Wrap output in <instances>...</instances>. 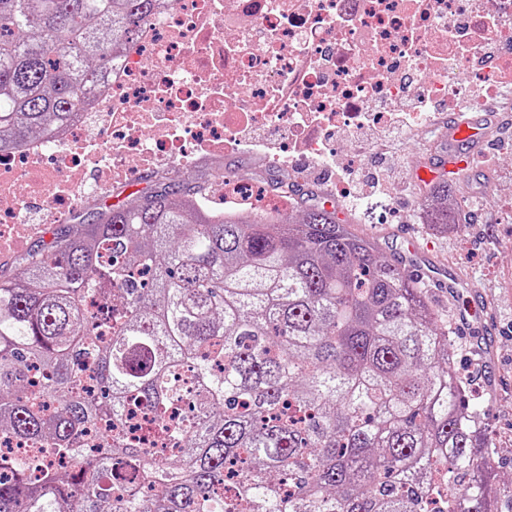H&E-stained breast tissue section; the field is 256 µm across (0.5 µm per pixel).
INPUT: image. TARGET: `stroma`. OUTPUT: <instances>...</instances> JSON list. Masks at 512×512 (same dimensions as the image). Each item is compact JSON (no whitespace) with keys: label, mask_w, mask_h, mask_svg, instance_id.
<instances>
[{"label":"stroma","mask_w":512,"mask_h":512,"mask_svg":"<svg viewBox=\"0 0 512 512\" xmlns=\"http://www.w3.org/2000/svg\"><path fill=\"white\" fill-rule=\"evenodd\" d=\"M447 150L448 142L436 128L430 135L409 138L406 181L416 182L419 168L438 162ZM231 173L295 182L314 192L318 201L335 204L357 234L378 242L384 256H404V237L410 234L418 239L425 261H437L439 271L423 280L430 305L443 315L474 311L469 326L456 328L462 350L454 366L470 379L468 400L480 409L481 431L493 450L498 512H512V150L499 152L491 170L473 163L453 179L460 214L484 209L491 223L459 224L444 235L421 222L419 198H403L396 187L390 195L355 201L336 196L330 183L319 178L318 168L301 174L288 167L270 169L248 150L225 154L219 161L200 160L190 171L210 187ZM448 270L463 283L453 294L440 283Z\"/></svg>","instance_id":"35a3bbf8"}]
</instances>
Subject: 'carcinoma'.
<instances>
[{
	"label": "carcinoma",
	"mask_w": 512,
	"mask_h": 512,
	"mask_svg": "<svg viewBox=\"0 0 512 512\" xmlns=\"http://www.w3.org/2000/svg\"><path fill=\"white\" fill-rule=\"evenodd\" d=\"M159 2L0 0V152L74 119ZM205 191L158 174L0 278V439L28 446L0 512H496L452 320L403 262L334 205L213 220ZM427 198L448 231V181Z\"/></svg>",
	"instance_id": "1"
}]
</instances>
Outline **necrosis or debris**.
Returning <instances> with one entry per match:
<instances>
[{"label":"necrosis or debris","mask_w":512,"mask_h":512,"mask_svg":"<svg viewBox=\"0 0 512 512\" xmlns=\"http://www.w3.org/2000/svg\"><path fill=\"white\" fill-rule=\"evenodd\" d=\"M414 2L171 0L97 77L75 122L0 154V263L116 178L223 157L240 129L280 139L289 162L339 160L357 176L365 157L334 131L358 124L362 100L419 90L442 101L512 79V0ZM481 35L494 42L484 63L471 51ZM287 211V194L225 178V214Z\"/></svg>","instance_id":"4bbe7bcc"}]
</instances>
